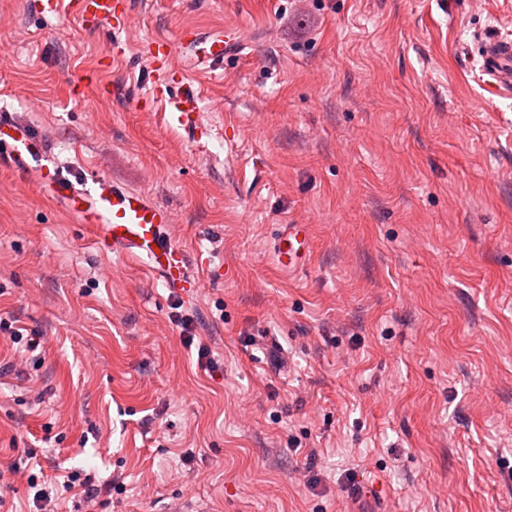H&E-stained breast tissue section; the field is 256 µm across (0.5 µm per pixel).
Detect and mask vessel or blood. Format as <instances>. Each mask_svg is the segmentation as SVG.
Listing matches in <instances>:
<instances>
[{"mask_svg": "<svg viewBox=\"0 0 512 512\" xmlns=\"http://www.w3.org/2000/svg\"><path fill=\"white\" fill-rule=\"evenodd\" d=\"M42 13L53 16L67 9L87 29L110 33V44L120 47L130 0H38ZM240 46L232 34L215 31L202 34L181 29L176 40H153L143 50L154 73L153 91L165 92L173 120L192 139L208 130L201 118L200 99L192 82L195 72L220 69L235 56ZM190 50L188 62L176 66L172 57L177 49ZM484 69L498 86L512 89V40L493 39L482 48ZM0 167L19 174L33 173L42 188L74 214L81 223L94 225L100 241L113 252L138 259L165 281L197 287L188 273L189 260L173 244L167 227L172 213L150 196L96 174L83 180L71 179L51 160L44 142L11 115L0 113ZM308 239L302 224L284 225L273 244V257L283 268L294 270L306 254Z\"/></svg>", "mask_w": 512, "mask_h": 512, "instance_id": "obj_1", "label": "vessel or blood"}]
</instances>
